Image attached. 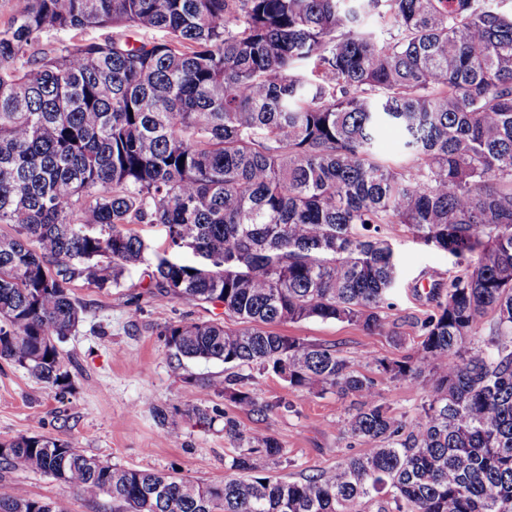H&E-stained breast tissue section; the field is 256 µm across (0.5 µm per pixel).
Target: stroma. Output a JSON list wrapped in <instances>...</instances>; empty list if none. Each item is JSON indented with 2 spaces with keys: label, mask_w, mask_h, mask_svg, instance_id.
Segmentation results:
<instances>
[{
  "label": "stroma",
  "mask_w": 512,
  "mask_h": 512,
  "mask_svg": "<svg viewBox=\"0 0 512 512\" xmlns=\"http://www.w3.org/2000/svg\"><path fill=\"white\" fill-rule=\"evenodd\" d=\"M149 246L141 263L130 267L119 287L76 286L74 297L84 306L78 329L58 344L71 374L65 394L50 393L26 370L0 361V441L45 435L71 442L86 454L124 467L175 472L211 482L224 479V456L232 442L224 432L225 415L237 418L243 432L273 434L285 448L271 474L297 479L332 468L348 456L363 453L365 444L350 441L346 421L354 413V397L334 392L303 394L275 375H268L259 394L273 404L268 416L240 410L225 398L219 384L228 374L219 361L177 358L166 345L163 330L181 321L220 320L236 327L222 306L196 305L152 292L153 247L165 237L161 227L139 228ZM382 236L400 257V280L384 314L389 333L370 335L339 322L303 321L281 326V333L336 346L353 359L369 350L378 357L400 360L413 355L421 340L420 322L433 309L427 299L432 284L458 273L448 253L424 245L401 224H386ZM384 402L396 416H415L431 387L378 375ZM194 401L212 410L205 424L184 416ZM166 409L168 425L154 418ZM23 487L41 499H66L70 512H112L105 497H90L50 477L21 469L0 470V489Z\"/></svg>",
  "instance_id": "obj_1"
}]
</instances>
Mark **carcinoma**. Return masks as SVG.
Listing matches in <instances>:
<instances>
[{
  "mask_svg": "<svg viewBox=\"0 0 512 512\" xmlns=\"http://www.w3.org/2000/svg\"><path fill=\"white\" fill-rule=\"evenodd\" d=\"M507 0H14L0 27V359L61 394L56 340L76 330L78 283L117 287L165 230L153 287L224 306L243 327L171 324L177 357L266 416L272 372L298 392L358 399L353 440L377 447L296 480L284 448L244 433L221 482L131 469L44 435L0 442L21 467L112 501V512H512V9ZM376 14L380 38L361 24ZM88 27L162 38L34 46ZM402 132L401 159L375 151ZM403 224L464 270L431 291L414 355L388 361L275 331L306 320L386 332ZM188 249L205 263H184ZM493 313L486 335L479 322ZM374 364L428 381L395 417ZM0 512H69L15 488ZM400 145V132L394 127H387L378 137L376 146L378 156L388 162L398 161L401 158Z\"/></svg>",
  "mask_w": 512,
  "mask_h": 512,
  "instance_id": "1",
  "label": "carcinoma"
}]
</instances>
